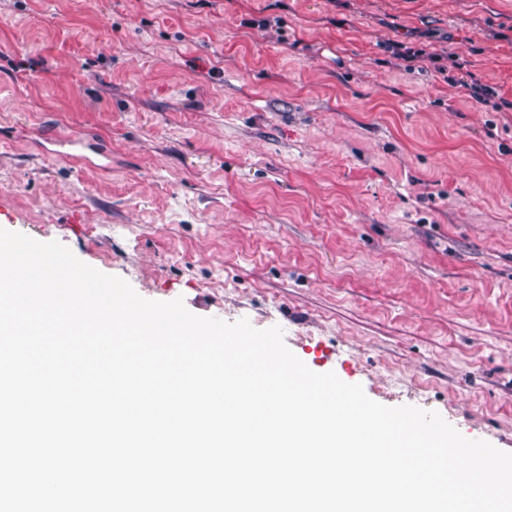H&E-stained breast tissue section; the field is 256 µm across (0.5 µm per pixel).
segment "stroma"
<instances>
[{"mask_svg": "<svg viewBox=\"0 0 512 512\" xmlns=\"http://www.w3.org/2000/svg\"><path fill=\"white\" fill-rule=\"evenodd\" d=\"M0 228L512 453V0H0ZM45 139L50 140L54 145L62 148L67 147V151L60 152V155L67 157L68 159H74L78 161H87L88 163L95 164L92 162L90 157L80 152L85 151L84 138L77 135H62L59 133L48 132L45 134Z\"/></svg>", "mask_w": 512, "mask_h": 512, "instance_id": "1", "label": "stroma"}]
</instances>
